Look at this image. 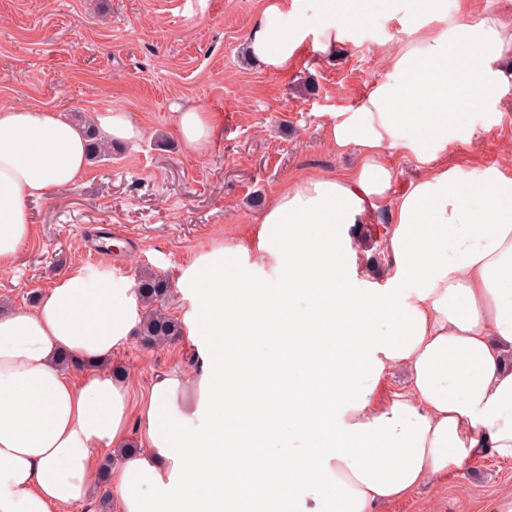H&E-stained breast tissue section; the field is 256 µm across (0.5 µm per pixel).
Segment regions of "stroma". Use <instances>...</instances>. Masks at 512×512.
<instances>
[{"label":"stroma","instance_id":"obj_1","mask_svg":"<svg viewBox=\"0 0 512 512\" xmlns=\"http://www.w3.org/2000/svg\"><path fill=\"white\" fill-rule=\"evenodd\" d=\"M262 0H0V107L38 106L90 120L120 109L144 126L117 143L73 188L27 204L35 226L12 268L0 271V315L32 309L61 276L82 269L136 278L150 269L177 280L202 245L255 220L277 187L309 172L333 175L357 157L325 136L333 113L356 106L387 73L397 27L383 0L357 41L334 57L314 50L285 73L250 60L244 44ZM212 113L218 134L187 153L173 108ZM501 118L466 116L474 135L449 145V165H494L512 175V76ZM121 225L112 269L87 260L86 232ZM182 340L115 351L109 371L127 381L140 407L156 374L188 369ZM512 505V461L485 455L440 484L374 512H504Z\"/></svg>","mask_w":512,"mask_h":512}]
</instances>
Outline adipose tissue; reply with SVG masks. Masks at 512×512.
Listing matches in <instances>:
<instances>
[{
  "label": "adipose tissue",
  "instance_id": "obj_1",
  "mask_svg": "<svg viewBox=\"0 0 512 512\" xmlns=\"http://www.w3.org/2000/svg\"><path fill=\"white\" fill-rule=\"evenodd\" d=\"M389 2L404 37L386 76L326 127L358 165L288 178L256 223L184 263L178 308L200 366L154 380L139 449L127 448L129 389L102 368L141 322L131 279L76 269L33 310L0 316V512L86 504L107 454L117 512H239L245 492L229 475L249 458L227 438L263 406L276 413L257 440L271 490L250 512H372L485 450L512 459V176L444 160L472 136L461 115L499 118L512 22L478 14V0ZM369 3L265 0L247 53L274 73L309 43L333 56L370 26ZM175 125L190 152L215 137L199 106H176ZM394 155L420 177L397 185ZM88 164L62 113L0 108L1 269L33 235L27 202L74 186ZM380 222L390 264L376 276L349 229ZM312 344L334 385H313ZM64 354L93 364L81 384ZM259 364L287 366V400L261 403ZM397 369L409 386L385 394ZM311 404L326 425L306 436L295 417Z\"/></svg>",
  "mask_w": 512,
  "mask_h": 512
}]
</instances>
